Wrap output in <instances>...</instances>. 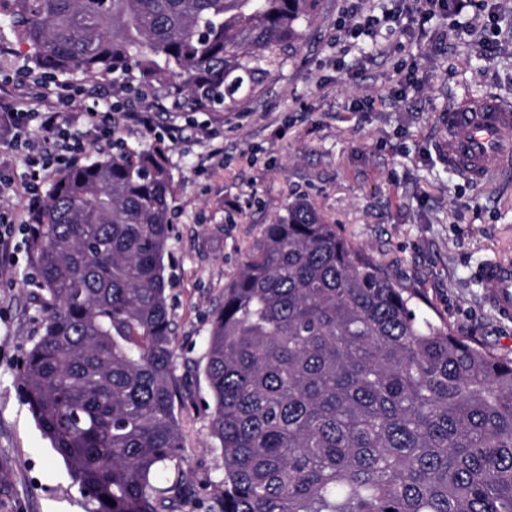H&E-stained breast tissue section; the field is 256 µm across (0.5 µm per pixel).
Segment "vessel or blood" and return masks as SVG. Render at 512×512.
<instances>
[{"mask_svg": "<svg viewBox=\"0 0 512 512\" xmlns=\"http://www.w3.org/2000/svg\"><path fill=\"white\" fill-rule=\"evenodd\" d=\"M449 168L476 183L512 180V102L495 96L469 98L442 116ZM485 303L504 321L512 320V263L490 261L478 273Z\"/></svg>", "mask_w": 512, "mask_h": 512, "instance_id": "1", "label": "vessel or blood"}]
</instances>
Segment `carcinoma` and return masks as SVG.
Segmentation results:
<instances>
[{"label": "carcinoma", "instance_id": "obj_1", "mask_svg": "<svg viewBox=\"0 0 512 512\" xmlns=\"http://www.w3.org/2000/svg\"><path fill=\"white\" fill-rule=\"evenodd\" d=\"M321 0H0L53 77L135 74L170 112H238ZM167 148L64 168L30 224L43 333L22 394L90 512H195L164 257ZM307 201L264 228L205 343L220 512H512V360L419 312ZM112 503H107L106 499Z\"/></svg>", "mask_w": 512, "mask_h": 512}]
</instances>
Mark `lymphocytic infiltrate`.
<instances>
[{
  "mask_svg": "<svg viewBox=\"0 0 512 512\" xmlns=\"http://www.w3.org/2000/svg\"><path fill=\"white\" fill-rule=\"evenodd\" d=\"M81 94L80 88L62 84L49 94L26 95L19 91L17 81H0V130L26 142L33 167L30 178L18 184L10 178L7 163L0 160V194L11 193L25 202L23 210L0 215L1 247L7 246L15 227L30 223L41 200L42 172L64 167L82 153L83 142L69 132L70 123L80 124L98 140L111 141V101L100 106L75 107L74 102ZM32 120L38 123L41 140L30 137L28 123Z\"/></svg>",
  "mask_w": 512,
  "mask_h": 512,
  "instance_id": "lymphocytic-infiltrate-1",
  "label": "lymphocytic infiltrate"
}]
</instances>
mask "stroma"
<instances>
[{
    "label": "stroma",
    "instance_id": "1",
    "mask_svg": "<svg viewBox=\"0 0 512 512\" xmlns=\"http://www.w3.org/2000/svg\"><path fill=\"white\" fill-rule=\"evenodd\" d=\"M324 0L307 38L242 112H159L153 130L114 116L117 137L168 145L175 186L165 257L175 363L209 399L204 342L224 290L265 225L303 198L457 335L512 359V322L482 301L481 264L512 261V187L473 185L449 168L440 121L465 97L512 99V0H473L421 22L420 0ZM373 16V34L361 26ZM28 239L0 257V512H88L66 465L37 428L21 363L42 332L27 278ZM183 476L209 494L224 477L210 417L177 406Z\"/></svg>",
    "mask_w": 512,
    "mask_h": 512
}]
</instances>
